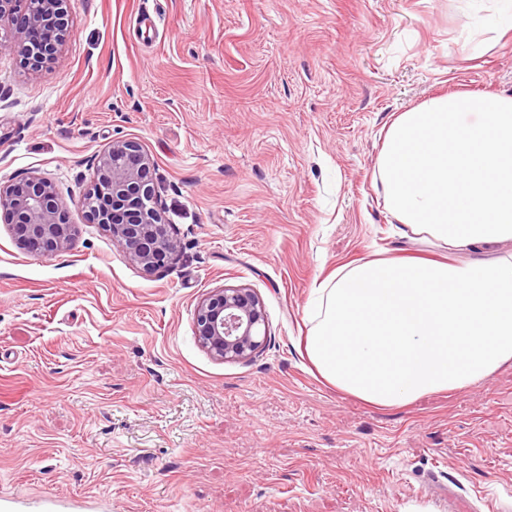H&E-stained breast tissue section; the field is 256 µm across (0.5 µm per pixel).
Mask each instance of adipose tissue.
Here are the masks:
<instances>
[{
    "label": "adipose tissue",
    "mask_w": 512,
    "mask_h": 512,
    "mask_svg": "<svg viewBox=\"0 0 512 512\" xmlns=\"http://www.w3.org/2000/svg\"><path fill=\"white\" fill-rule=\"evenodd\" d=\"M374 180L399 234L470 261L378 258L317 288L306 352L378 408L451 393L512 364V96L453 92L387 124Z\"/></svg>",
    "instance_id": "1"
}]
</instances>
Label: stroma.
<instances>
[{
	"instance_id": "1",
	"label": "stroma",
	"mask_w": 512,
	"mask_h": 512,
	"mask_svg": "<svg viewBox=\"0 0 512 512\" xmlns=\"http://www.w3.org/2000/svg\"><path fill=\"white\" fill-rule=\"evenodd\" d=\"M36 72L0 48V185L49 180L75 227L27 253L0 212V497L13 512H512V366L381 410L305 352L336 268L436 249L394 234L373 180L394 116L512 95L500 0H71ZM490 24L501 38L480 43ZM142 144L180 243L155 274L81 203L115 140ZM270 339L219 363L194 333L224 287Z\"/></svg>"
}]
</instances>
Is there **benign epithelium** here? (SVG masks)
<instances>
[{
	"mask_svg": "<svg viewBox=\"0 0 512 512\" xmlns=\"http://www.w3.org/2000/svg\"><path fill=\"white\" fill-rule=\"evenodd\" d=\"M70 0H0V46L15 52L32 70L59 51L69 33ZM48 28L54 37L38 41L33 33ZM154 161L135 140H114L99 157L93 188L83 197L90 221L101 225L136 264L152 273L179 252L155 202ZM0 209L11 218V231L27 252L50 256L74 236L58 191L31 176L0 186ZM195 336L221 362L243 361L264 348L268 321L263 302L251 288L210 292L195 309Z\"/></svg>",
	"mask_w": 512,
	"mask_h": 512,
	"instance_id": "1",
	"label": "benign epithelium"
}]
</instances>
